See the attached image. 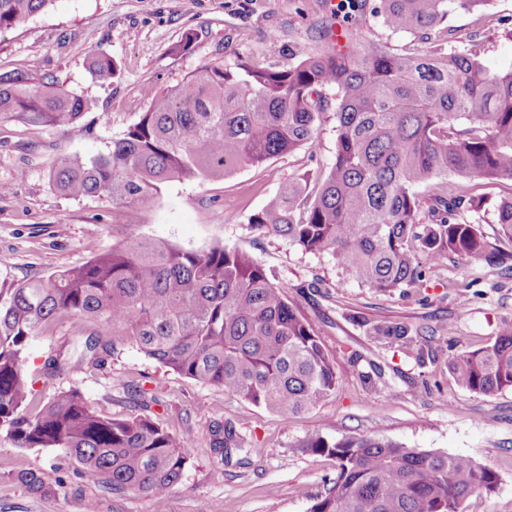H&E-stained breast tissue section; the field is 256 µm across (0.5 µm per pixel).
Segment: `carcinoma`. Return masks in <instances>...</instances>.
Listing matches in <instances>:
<instances>
[{"instance_id": "carcinoma-1", "label": "carcinoma", "mask_w": 512, "mask_h": 512, "mask_svg": "<svg viewBox=\"0 0 512 512\" xmlns=\"http://www.w3.org/2000/svg\"><path fill=\"white\" fill-rule=\"evenodd\" d=\"M52 0H0V32ZM491 0H380L393 31L420 35L422 45L395 53L386 43L357 39L343 48L296 49L283 68L239 56L204 66L152 96L147 112L88 160L63 155L51 173L69 198L105 194L120 206H152L159 186L178 180L222 179L243 166L310 149L319 129L336 121L332 166L315 182L297 177L249 218L263 234L332 257L358 283L382 291L416 288L426 277L421 258L455 255L467 262L511 259L475 228L485 199L453 182L429 196L418 188L453 175L512 183V70L490 72L480 45L447 28L440 43L427 32L452 8L481 12ZM90 68L118 76L97 48ZM336 90L330 99L327 91ZM95 102L54 82L22 73L0 75V121L58 128L75 123ZM512 243V196L494 207ZM60 316L112 329L81 338L75 359L49 355V379L101 366L116 342L195 381L220 387L278 414L319 407L336 392L335 362L311 324L250 253L223 245L196 252L142 237L9 291L0 306V435L17 448H59L105 487L146 495L166 512L188 464L189 431L165 430L147 414H103L76 386L32 407L25 372L29 340ZM373 340L398 346L420 362L422 335L390 320H364ZM456 384L478 394L512 390V320L494 343L456 352L448 361ZM302 447L336 459V477L310 512H463L470 496L491 492L496 473L471 457L406 448L370 436ZM211 449L221 462L244 451L231 427L216 424ZM18 481L34 495L52 486L27 470Z\"/></svg>"}]
</instances>
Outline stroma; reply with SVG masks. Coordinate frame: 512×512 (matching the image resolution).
I'll return each instance as SVG.
<instances>
[{
	"label": "stroma",
	"instance_id": "stroma-1",
	"mask_svg": "<svg viewBox=\"0 0 512 512\" xmlns=\"http://www.w3.org/2000/svg\"><path fill=\"white\" fill-rule=\"evenodd\" d=\"M358 17L341 0H52L43 11L0 32V74L45 76L60 88L96 99V111L65 128L0 122V302L11 286L81 264L128 237L167 242L189 250L216 244L251 252L271 280L307 317L335 361L341 384L319 408L278 415L224 390L182 376L118 342L107 364L77 375L47 379L45 358L74 339L81 325L57 319L37 330L28 346L35 399L47 402L70 386L104 413H138L131 392L146 390L151 417L173 433L192 431L189 463L173 487L168 512H309L336 475L335 459L305 451L303 441L366 435L408 448L473 458L498 475L494 491L470 496L464 512H512V390L493 395L458 387L449 357L492 344L503 320L512 319V272L457 257L428 264L422 287L383 292L358 284L328 256L288 239L255 232L249 217L288 179L332 165L336 123L321 127L312 150L280 156L262 167H243L224 179L162 184L153 206L115 207L104 195L71 199L49 174L64 154L88 158L106 152L135 124L152 96L206 65L247 55L285 66L295 43L325 49L326 24L348 25L364 38L396 51L416 46L394 32L373 9ZM492 21L478 28L471 14L455 11L446 25L477 32L484 64L512 69V0H492ZM192 49L175 52L185 33ZM106 50L120 74L102 81L88 70L95 48ZM391 319L417 329L436 350L435 362L417 363L399 348L373 341L362 318ZM235 426L249 459L223 464L210 450L212 425ZM61 479L55 493H28L17 479L25 470ZM98 512H152L142 494L115 493L81 475L57 448H17L0 437V512H82L86 499Z\"/></svg>",
	"mask_w": 512,
	"mask_h": 512
}]
</instances>
